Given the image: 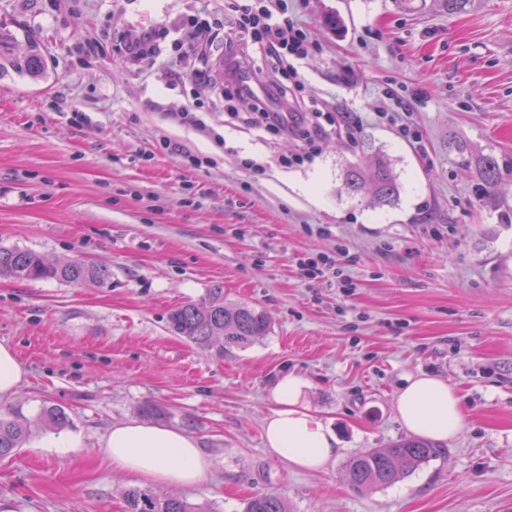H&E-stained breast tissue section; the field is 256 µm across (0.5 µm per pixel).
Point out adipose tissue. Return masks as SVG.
<instances>
[{"label": "adipose tissue", "mask_w": 512, "mask_h": 512, "mask_svg": "<svg viewBox=\"0 0 512 512\" xmlns=\"http://www.w3.org/2000/svg\"><path fill=\"white\" fill-rule=\"evenodd\" d=\"M305 382L285 374L271 388L275 409L264 420L269 453L295 469L321 470L338 453L339 441L302 403ZM396 414L409 433L434 441L457 437L468 416L454 388L427 374L406 377L396 397ZM113 472L152 486H190L211 471L210 456L185 433L145 421L114 425L99 447Z\"/></svg>", "instance_id": "ef3b65f1"}]
</instances>
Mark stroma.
<instances>
[{"label":"stroma","instance_id":"obj_1","mask_svg":"<svg viewBox=\"0 0 512 512\" xmlns=\"http://www.w3.org/2000/svg\"><path fill=\"white\" fill-rule=\"evenodd\" d=\"M203 10L223 17L224 0H0V25L19 48L39 41L46 64L37 80L0 75V245L110 272L102 286L0 277V343L27 370L0 408L33 420L61 406L77 442L58 454L42 428L0 459V512H125L130 483L99 442L147 403L210 455L207 479L176 494L215 512H241L257 491L283 493L291 512H501L512 503V0L460 12L443 0H288L312 43L303 97L356 125L297 168L278 164L292 141L229 122L222 42L199 100L225 146L170 120L193 84L162 26ZM148 31L162 53L131 62L122 37ZM389 91L409 100L419 141L376 121ZM163 134L214 165L154 155ZM377 152L400 195L371 207L345 193L342 171ZM488 154L501 169L492 193L478 177ZM320 255L349 287L301 278L297 260ZM219 286L272 322L220 358L166 328L171 310ZM283 372L305 380L306 405L340 441L324 470L264 446ZM421 373L461 394L468 427L404 480L354 491L344 461L405 436L396 396Z\"/></svg>","mask_w":512,"mask_h":512}]
</instances>
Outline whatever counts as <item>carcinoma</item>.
Wrapping results in <instances>:
<instances>
[{"label":"carcinoma","mask_w":512,"mask_h":512,"mask_svg":"<svg viewBox=\"0 0 512 512\" xmlns=\"http://www.w3.org/2000/svg\"><path fill=\"white\" fill-rule=\"evenodd\" d=\"M13 37L0 31V73L13 69L38 79L45 74L40 45L28 44L23 56L10 53ZM483 185L492 188L501 176L498 161L487 156L479 170ZM372 187L367 204H390L397 198L398 185L388 158L374 156L366 164L349 166L344 173V187L350 194L363 186ZM0 276L17 281L54 279L65 283L103 284L109 279L106 268L80 257L48 261L28 249L0 246ZM170 331L195 344L213 350L219 356L230 348L245 349L271 331L267 315L252 306L224 300V289L211 288L200 301L175 308L168 317ZM39 423L47 429L63 428L69 423L66 413L58 407L45 406ZM32 436V424L15 412L0 414V459L23 447ZM440 453L430 440L401 438L380 448H371L350 456L343 465V476L356 490L391 486L430 462ZM127 512H200L183 498L161 493L152 488L132 487L123 493ZM243 512H290L285 496L267 491L255 493L245 503Z\"/></svg>","instance_id":"obj_1"}]
</instances>
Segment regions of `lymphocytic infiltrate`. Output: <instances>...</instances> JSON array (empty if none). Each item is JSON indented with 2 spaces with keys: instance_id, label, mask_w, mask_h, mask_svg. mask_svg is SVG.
<instances>
[{
  "instance_id": "lymphocytic-infiltrate-1",
  "label": "lymphocytic infiltrate",
  "mask_w": 512,
  "mask_h": 512,
  "mask_svg": "<svg viewBox=\"0 0 512 512\" xmlns=\"http://www.w3.org/2000/svg\"><path fill=\"white\" fill-rule=\"evenodd\" d=\"M288 0H229L223 20L193 19L175 24L180 42L195 50L224 40L226 45L242 41L271 66L275 76L265 83L267 97L283 102L279 110L257 105L249 119L260 131L299 141L298 152L286 165L313 161L321 152L335 124L332 115L318 104H303L297 97L301 86L299 68L311 49L307 32L288 18Z\"/></svg>"
}]
</instances>
